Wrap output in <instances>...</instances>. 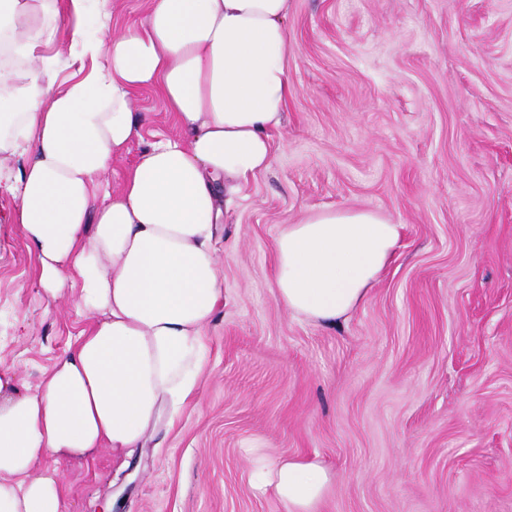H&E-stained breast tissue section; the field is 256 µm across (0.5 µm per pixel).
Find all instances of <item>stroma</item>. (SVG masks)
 Returning <instances> with one entry per match:
<instances>
[{
    "mask_svg": "<svg viewBox=\"0 0 512 512\" xmlns=\"http://www.w3.org/2000/svg\"><path fill=\"white\" fill-rule=\"evenodd\" d=\"M294 92L273 164L224 211L203 377L158 446L61 470L65 512H287L248 449L316 457L321 512H512V0H290ZM145 140L179 130L144 90ZM321 208L401 225L347 320L292 317L281 227ZM0 192V368L20 388L87 326L43 298Z\"/></svg>",
    "mask_w": 512,
    "mask_h": 512,
    "instance_id": "1",
    "label": "stroma"
}]
</instances>
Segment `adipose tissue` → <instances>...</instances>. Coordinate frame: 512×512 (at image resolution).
Returning <instances> with one entry per match:
<instances>
[{"instance_id": "1", "label": "adipose tissue", "mask_w": 512, "mask_h": 512, "mask_svg": "<svg viewBox=\"0 0 512 512\" xmlns=\"http://www.w3.org/2000/svg\"><path fill=\"white\" fill-rule=\"evenodd\" d=\"M112 0H0V187L38 261L46 300L77 288L89 326L31 391L0 369V512H63L61 468L96 450L131 454L176 417L205 366L224 300L216 258L223 194L273 161L293 91L288 0H149L120 34ZM99 32H85L88 18ZM69 31L68 57L54 52ZM89 70L57 89L64 65ZM181 131L146 143L118 191L91 200L113 158L142 136L138 92ZM19 160L11 168L10 160ZM401 225L370 209H321L285 225L273 287L288 312L333 326L368 299ZM249 484L288 512H319L331 484L316 459L252 452Z\"/></svg>"}]
</instances>
